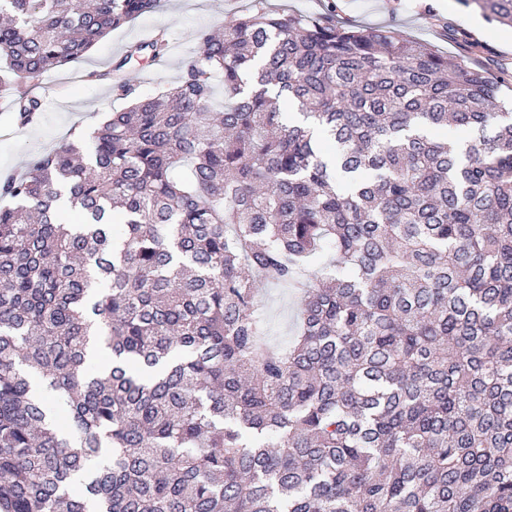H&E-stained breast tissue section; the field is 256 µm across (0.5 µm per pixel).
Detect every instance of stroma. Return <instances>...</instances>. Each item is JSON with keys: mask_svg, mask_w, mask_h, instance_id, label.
<instances>
[{"mask_svg": "<svg viewBox=\"0 0 512 512\" xmlns=\"http://www.w3.org/2000/svg\"><path fill=\"white\" fill-rule=\"evenodd\" d=\"M251 0H162L152 13L112 30L83 56L56 70L27 78L7 91V98L25 93L39 97L38 121L19 127L10 109L0 103V176L20 171L28 159L58 145L71 128H92L108 113L128 107L117 96L106 72L124 62V79L138 93L150 95L175 82L189 56L198 31L217 30L227 17L241 14ZM275 11L305 18L329 16L340 27L363 26L385 30L398 38L415 39L451 56L463 57L499 85L498 95L512 99V43H505L507 26L479 19L461 0H266ZM166 33L167 55L152 57L143 41ZM98 71L102 80L87 81ZM260 304L269 319L272 343L288 341L297 320L299 296L291 288H266Z\"/></svg>", "mask_w": 512, "mask_h": 512, "instance_id": "stroma-1", "label": "stroma"}]
</instances>
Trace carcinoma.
<instances>
[{
    "instance_id": "obj_1",
    "label": "carcinoma",
    "mask_w": 512,
    "mask_h": 512,
    "mask_svg": "<svg viewBox=\"0 0 512 512\" xmlns=\"http://www.w3.org/2000/svg\"><path fill=\"white\" fill-rule=\"evenodd\" d=\"M159 3L0 0V52L33 77ZM113 89L0 179V512H512V104L484 72L253 0L174 85ZM269 285L300 294L285 346Z\"/></svg>"
}]
</instances>
